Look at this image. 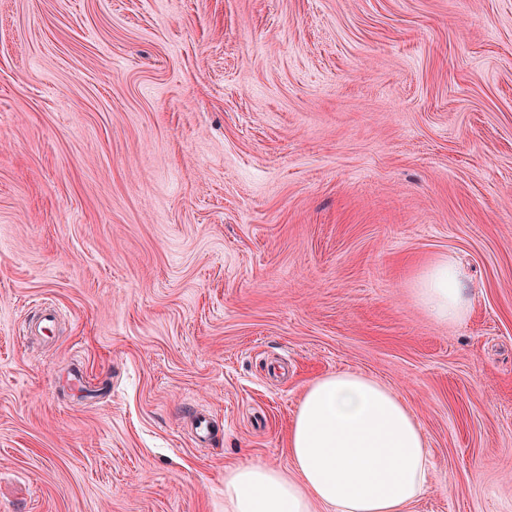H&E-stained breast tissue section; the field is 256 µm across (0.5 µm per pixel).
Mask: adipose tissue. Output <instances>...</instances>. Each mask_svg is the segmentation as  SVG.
I'll list each match as a JSON object with an SVG mask.
<instances>
[{
    "label": "adipose tissue",
    "mask_w": 512,
    "mask_h": 512,
    "mask_svg": "<svg viewBox=\"0 0 512 512\" xmlns=\"http://www.w3.org/2000/svg\"><path fill=\"white\" fill-rule=\"evenodd\" d=\"M467 275L444 257L421 275L416 297L436 320L457 324L472 306ZM429 449L404 397L356 372L305 387L288 434V469L224 471V512H412L427 482Z\"/></svg>",
    "instance_id": "1"
}]
</instances>
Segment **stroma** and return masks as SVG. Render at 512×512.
<instances>
[{
    "mask_svg": "<svg viewBox=\"0 0 512 512\" xmlns=\"http://www.w3.org/2000/svg\"><path fill=\"white\" fill-rule=\"evenodd\" d=\"M338 371L512 512V0H0V512H224ZM471 289L462 269L452 259L444 257L424 270L415 292L418 301L434 319L457 324L469 315Z\"/></svg>",
    "mask_w": 512,
    "mask_h": 512,
    "instance_id": "1",
    "label": "stroma"
}]
</instances>
